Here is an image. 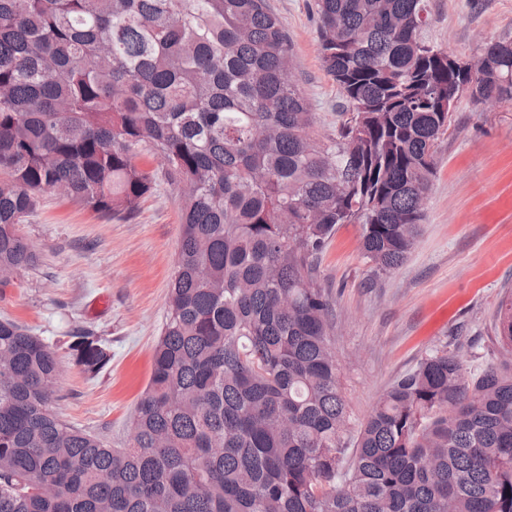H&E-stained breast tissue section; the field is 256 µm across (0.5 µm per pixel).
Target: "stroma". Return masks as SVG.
<instances>
[{"instance_id":"stroma-1","label":"stroma","mask_w":512,"mask_h":512,"mask_svg":"<svg viewBox=\"0 0 512 512\" xmlns=\"http://www.w3.org/2000/svg\"><path fill=\"white\" fill-rule=\"evenodd\" d=\"M311 2L268 0L293 44L292 75L316 129L328 134L342 99L322 66ZM429 3L427 37L457 59L476 62L486 42L512 37V0ZM436 160L421 232L397 270L374 273L356 224L338 226L320 260L317 280L333 297V343L354 428L430 351L461 345L475 369L500 353L494 319L512 296V102L462 97ZM136 161L156 187L133 217L114 219L43 192L22 226L39 260L0 287V318L56 354L51 410L113 448L129 444L131 416L150 380L180 236L179 194L160 160L143 149ZM79 329L112 356L97 376L83 373L68 349Z\"/></svg>"}]
</instances>
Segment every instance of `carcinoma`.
I'll use <instances>...</instances> for the list:
<instances>
[{
  "instance_id": "1",
  "label": "carcinoma",
  "mask_w": 512,
  "mask_h": 512,
  "mask_svg": "<svg viewBox=\"0 0 512 512\" xmlns=\"http://www.w3.org/2000/svg\"><path fill=\"white\" fill-rule=\"evenodd\" d=\"M345 100L319 137L267 0H0V276L34 267L21 230L53 190L133 215L160 158L181 199L169 311L131 441L49 405L55 352L0 319V512H512V361L457 350L395 378L356 434L317 259L341 224L398 268L425 217L448 107L512 101V39L474 69L424 37L429 0H314ZM497 341L512 357V297ZM92 376L111 355L68 344Z\"/></svg>"
}]
</instances>
